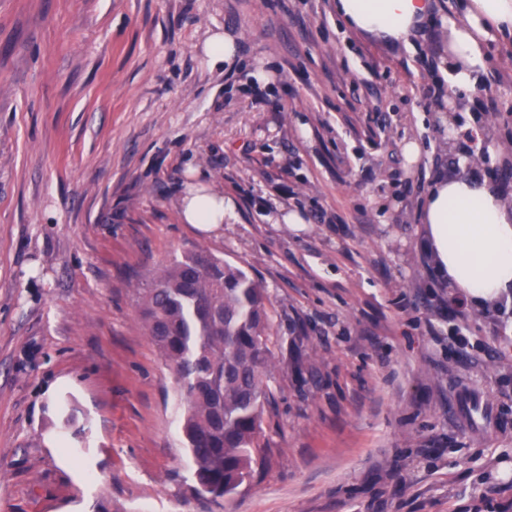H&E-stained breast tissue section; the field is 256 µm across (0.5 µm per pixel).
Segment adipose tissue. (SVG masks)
Listing matches in <instances>:
<instances>
[{
    "label": "adipose tissue",
    "instance_id": "adipose-tissue-1",
    "mask_svg": "<svg viewBox=\"0 0 512 512\" xmlns=\"http://www.w3.org/2000/svg\"><path fill=\"white\" fill-rule=\"evenodd\" d=\"M448 19V55L440 69L448 93L470 96L490 62L501 34L512 33V0H461ZM431 0H337L345 26L388 43L407 40L427 21ZM232 200L206 185L190 188L181 220L212 231L233 216ZM427 246L451 288L477 307L512 302V202L490 185L465 176L444 177L432 186L424 207Z\"/></svg>",
    "mask_w": 512,
    "mask_h": 512
}]
</instances>
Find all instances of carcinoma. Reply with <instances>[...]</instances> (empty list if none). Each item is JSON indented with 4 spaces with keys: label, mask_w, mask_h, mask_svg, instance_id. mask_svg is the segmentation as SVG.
Here are the masks:
<instances>
[{
    "label": "carcinoma",
    "mask_w": 512,
    "mask_h": 512,
    "mask_svg": "<svg viewBox=\"0 0 512 512\" xmlns=\"http://www.w3.org/2000/svg\"><path fill=\"white\" fill-rule=\"evenodd\" d=\"M139 319L177 383L193 495L221 507L264 458L276 367L264 285L195 247L136 289Z\"/></svg>",
    "instance_id": "carcinoma-1"
}]
</instances>
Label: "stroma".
Returning <instances> with one entry per match:
<instances>
[{"instance_id": "1", "label": "stroma", "mask_w": 512, "mask_h": 512, "mask_svg": "<svg viewBox=\"0 0 512 512\" xmlns=\"http://www.w3.org/2000/svg\"><path fill=\"white\" fill-rule=\"evenodd\" d=\"M434 2L391 45L336 0H0V512H206L135 294L195 246L263 282L277 361L223 512H512V304L455 295L422 221L440 175L512 198V49L498 111L449 104ZM197 182L218 231L180 218ZM203 52L210 67L217 68L232 62L235 45L229 36L216 32L205 43ZM235 205L224 194L200 183L190 188L182 200L181 220L195 224L204 231H213L224 224L226 217H234Z\"/></svg>"}]
</instances>
